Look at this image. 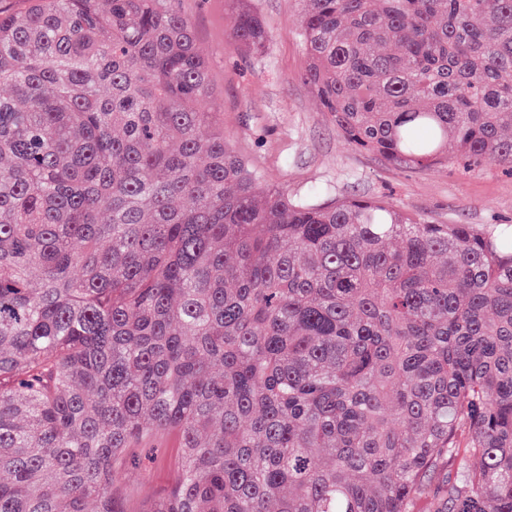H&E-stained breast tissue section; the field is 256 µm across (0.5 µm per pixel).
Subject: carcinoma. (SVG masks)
Masks as SVG:
<instances>
[{"label":"carcinoma","mask_w":512,"mask_h":512,"mask_svg":"<svg viewBox=\"0 0 512 512\" xmlns=\"http://www.w3.org/2000/svg\"><path fill=\"white\" fill-rule=\"evenodd\" d=\"M303 2L348 145L512 169V0ZM0 85V512H128L167 434L140 512H512L511 224L264 182L177 0L0 9ZM155 460L146 469L126 473L120 483L121 494L127 497L128 510L139 508L143 501L161 495L175 481L176 461L180 454L177 439L171 435L158 438Z\"/></svg>","instance_id":"1"}]
</instances>
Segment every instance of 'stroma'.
I'll list each match as a JSON object with an SVG mask.
<instances>
[{"label": "stroma", "mask_w": 512, "mask_h": 512, "mask_svg": "<svg viewBox=\"0 0 512 512\" xmlns=\"http://www.w3.org/2000/svg\"><path fill=\"white\" fill-rule=\"evenodd\" d=\"M254 5L272 37L260 56L237 49L231 0H181L180 7L210 64V105L223 113L225 134L265 182L297 195L321 188L332 197H381L433 224H512V175L496 162L471 171L455 164L407 170L349 146L302 79L300 0ZM154 446V461L121 480L129 512L176 479V438L160 437Z\"/></svg>", "instance_id": "1"}]
</instances>
